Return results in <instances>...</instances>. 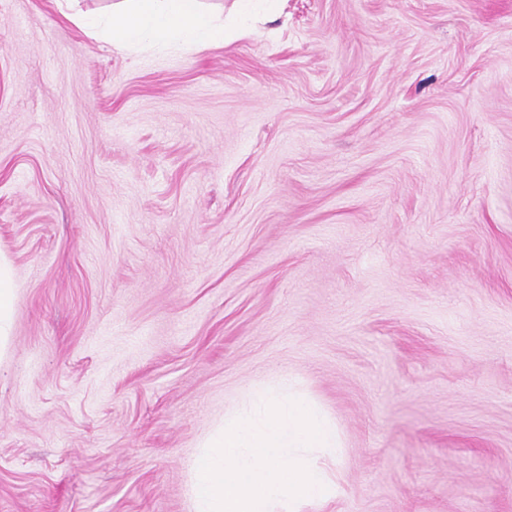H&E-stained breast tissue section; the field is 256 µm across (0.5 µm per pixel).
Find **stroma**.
I'll return each mask as SVG.
<instances>
[{"instance_id":"1","label":"stroma","mask_w":512,"mask_h":512,"mask_svg":"<svg viewBox=\"0 0 512 512\" xmlns=\"http://www.w3.org/2000/svg\"><path fill=\"white\" fill-rule=\"evenodd\" d=\"M0 254V512H190L284 373L343 439L303 512H512V0H282L193 54L0 0ZM15 285L11 277L10 266L4 259L0 260V360L9 350L11 340L12 314L15 305Z\"/></svg>"}]
</instances>
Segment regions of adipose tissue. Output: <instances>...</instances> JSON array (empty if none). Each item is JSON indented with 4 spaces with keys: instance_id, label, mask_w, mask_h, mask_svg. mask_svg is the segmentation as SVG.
Instances as JSON below:
<instances>
[{
    "instance_id": "adipose-tissue-1",
    "label": "adipose tissue",
    "mask_w": 512,
    "mask_h": 512,
    "mask_svg": "<svg viewBox=\"0 0 512 512\" xmlns=\"http://www.w3.org/2000/svg\"><path fill=\"white\" fill-rule=\"evenodd\" d=\"M59 13L90 35L125 50L152 47L191 52L244 36L248 25L224 24L202 0H112L99 11L75 9V0H54Z\"/></svg>"
}]
</instances>
